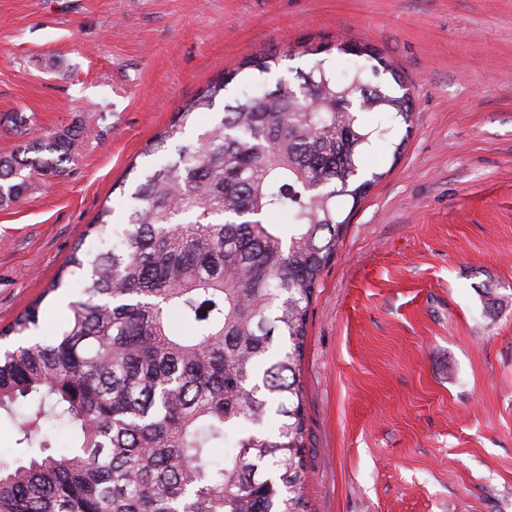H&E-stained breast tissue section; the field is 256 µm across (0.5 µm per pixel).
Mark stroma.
I'll return each instance as SVG.
<instances>
[{"label":"stroma","mask_w":512,"mask_h":512,"mask_svg":"<svg viewBox=\"0 0 512 512\" xmlns=\"http://www.w3.org/2000/svg\"><path fill=\"white\" fill-rule=\"evenodd\" d=\"M380 49L415 112L315 290L300 374L310 512H512V0H0V157L77 128L0 207V326L57 277L179 107L265 50ZM500 299L493 310L489 299Z\"/></svg>","instance_id":"stroma-1"}]
</instances>
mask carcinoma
I'll list each match as a JSON object with an SVG mask.
<instances>
[{
    "instance_id": "1",
    "label": "carcinoma",
    "mask_w": 512,
    "mask_h": 512,
    "mask_svg": "<svg viewBox=\"0 0 512 512\" xmlns=\"http://www.w3.org/2000/svg\"><path fill=\"white\" fill-rule=\"evenodd\" d=\"M335 48L353 57L340 72L318 60L261 88L283 60L328 47L265 51L181 106L145 154L224 99L195 143L128 169L123 232L65 263L81 298L63 330L39 334L40 299L0 330V416L29 405L20 456L0 459V512H307L309 307L347 223L339 200L357 205L383 177L365 171L367 149L413 123L393 61L366 44ZM75 136L41 133L0 157V206L63 175ZM112 216L99 211L98 236ZM50 421L72 430L63 452L42 434Z\"/></svg>"
}]
</instances>
